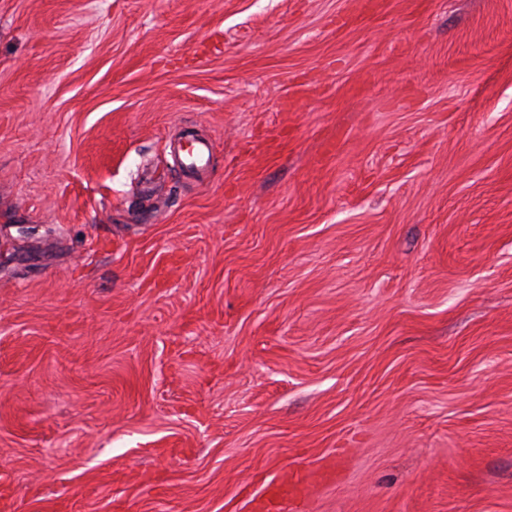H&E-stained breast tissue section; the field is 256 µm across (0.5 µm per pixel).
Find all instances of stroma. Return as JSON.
I'll return each instance as SVG.
<instances>
[{"label":"stroma","mask_w":512,"mask_h":512,"mask_svg":"<svg viewBox=\"0 0 512 512\" xmlns=\"http://www.w3.org/2000/svg\"><path fill=\"white\" fill-rule=\"evenodd\" d=\"M362 2L0 0V512H512V0ZM176 158V167L182 176L205 179L211 173L213 150L210 141L184 130L181 136L171 143Z\"/></svg>","instance_id":"obj_1"}]
</instances>
